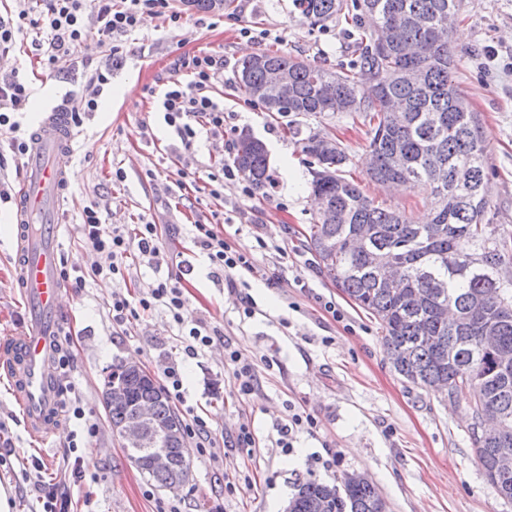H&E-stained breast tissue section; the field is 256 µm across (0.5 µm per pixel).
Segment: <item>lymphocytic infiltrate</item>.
<instances>
[{
	"label": "lymphocytic infiltrate",
	"instance_id": "1",
	"mask_svg": "<svg viewBox=\"0 0 512 512\" xmlns=\"http://www.w3.org/2000/svg\"><path fill=\"white\" fill-rule=\"evenodd\" d=\"M96 15L97 33L100 42L110 43L113 66L123 62V50L115 42L116 37L133 31L142 14H169L172 22H179L178 13L170 9V0H47L45 10L33 13L20 11L17 18L0 17V56L5 57L15 47L25 29L38 30L41 38L35 41L41 61L50 68L71 56L92 31L85 24L86 11ZM179 69L190 72V81L170 80L159 102L165 121L174 126L183 144H191L198 130H206L213 137L224 135V108L220 103L204 95V88L218 78L224 70L223 59L208 53L180 57ZM29 99V90L18 72L0 80V136L8 138L13 152L26 154V139L20 138V124L15 120V112L21 111ZM196 244L206 251L211 263L230 272L243 270L253 272L250 256L235 250L230 243L218 235L210 225L195 227ZM81 241L85 250L95 253L106 252L112 257L109 266L93 264L87 267L74 265L62 269L64 280L72 287H84L87 280L114 278L124 273L123 260L130 248H137L142 258L157 262L160 256V238L156 225H138L135 234H128L123 227L106 226L97 210L87 206L83 209V222L79 226ZM162 307L173 321L183 330L181 342L184 353L195 357L199 351L213 342L206 326L191 321L186 307L181 277L167 276L159 279L150 291L130 301L124 294L112 296V322L121 326L139 319L152 309ZM185 425L188 437L194 442L198 452L209 448H252L256 445L255 435L248 425H240L235 435L228 439L212 436L204 419L193 408H185Z\"/></svg>",
	"mask_w": 512,
	"mask_h": 512
}]
</instances>
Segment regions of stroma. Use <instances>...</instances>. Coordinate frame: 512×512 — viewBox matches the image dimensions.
<instances>
[{"mask_svg":"<svg viewBox=\"0 0 512 512\" xmlns=\"http://www.w3.org/2000/svg\"><path fill=\"white\" fill-rule=\"evenodd\" d=\"M455 39L458 78L481 119L487 146L488 216L512 236V0H462ZM183 21L143 15L137 30L121 37L125 62L104 85L95 111L85 113L70 155L69 201L64 208L61 258L68 264L109 265L104 253L82 247L78 224L95 206L103 224L133 229L156 224L162 244L159 266L138 255L125 260L123 277L88 281L63 294V348L72 365L64 408L80 404L98 432L88 438L80 421L66 416L51 444L40 446L25 429L7 380L0 378V488L10 491L11 512H40L41 490L55 485L72 500V512H283L298 480L331 481L347 472L365 474L380 490L389 512H512L478 466L469 438L466 400L405 383L382 348V331L370 315L320 273L303 234L316 207L302 141L317 133L336 140L350 157L346 167L364 195L406 211L415 221L429 216L425 194L387 189L366 175L368 138L362 119L339 113L285 117L267 112L235 86V65L246 56L282 48L333 69L351 56L342 27H309L292 0H232L210 12L171 0ZM16 47L0 62V78L18 69L31 91L17 119L32 129L41 112L80 100L89 78L104 70L107 46L97 34L57 68H42ZM205 51L223 57L224 72L209 88L223 102L227 126L247 130L270 152L274 187L245 192L244 180L222 178L231 152L225 140L199 134L183 145L164 120L158 99L167 80H187L175 63ZM13 200L0 202V337L22 323L21 299L10 266ZM213 225L236 249L249 254L255 273L228 288L224 273L194 242L196 224ZM182 275L191 317L221 332L197 357L183 356L178 327L163 309L113 326L116 292L144 295L156 279ZM254 303L245 315L243 297ZM335 313H327L325 302ZM258 366V385L241 396L224 358L223 337ZM136 359L156 382L178 361L188 405L212 435L231 437L241 424L256 435L252 448L227 449L222 462L194 456L191 476L169 491L153 485L126 457L102 401L103 372ZM313 416L315 429L295 433L290 450L278 448L277 424L289 409ZM93 451L92 459L67 458L70 441ZM36 458L41 471L27 468Z\"/></svg>","mask_w":512,"mask_h":512,"instance_id":"stroma-1","label":"stroma"}]
</instances>
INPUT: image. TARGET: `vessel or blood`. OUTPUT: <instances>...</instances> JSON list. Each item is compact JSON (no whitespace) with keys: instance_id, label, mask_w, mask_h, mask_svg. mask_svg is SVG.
I'll list each match as a JSON object with an SVG mask.
<instances>
[{"instance_id":"vessel-or-blood-1","label":"vessel or blood","mask_w":512,"mask_h":512,"mask_svg":"<svg viewBox=\"0 0 512 512\" xmlns=\"http://www.w3.org/2000/svg\"><path fill=\"white\" fill-rule=\"evenodd\" d=\"M71 104L45 113L32 132L26 175L16 195L15 257L11 276L25 305L24 327L0 339V371L11 380L29 437L49 442L62 426L56 379L64 285L59 252L67 172L60 160L76 137Z\"/></svg>"}]
</instances>
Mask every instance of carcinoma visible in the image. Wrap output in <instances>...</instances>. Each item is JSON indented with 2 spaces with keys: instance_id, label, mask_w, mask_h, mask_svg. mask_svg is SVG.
<instances>
[{
  "instance_id": "obj_1",
  "label": "carcinoma",
  "mask_w": 512,
  "mask_h": 512,
  "mask_svg": "<svg viewBox=\"0 0 512 512\" xmlns=\"http://www.w3.org/2000/svg\"><path fill=\"white\" fill-rule=\"evenodd\" d=\"M461 0H293L312 27L343 22L356 58L333 71L283 49H267L239 61L236 87L267 111L280 114L357 112L368 125L374 158L368 175L382 183L399 179L431 197V218L418 224L401 210L366 197L342 175L349 162L334 141L314 133L302 142L312 169L311 192L332 205L334 217L316 215L305 247L323 275L379 323L382 346L393 370L407 383L441 385L450 394H467L476 411L498 418V441L488 448L512 451V254L505 244H487V146L477 113L456 80L457 52L452 30L440 34L448 11ZM392 32L395 45L383 48L375 27ZM288 76L291 94L282 102L269 84L271 70ZM230 161L250 185L270 182L265 144L241 133ZM487 250L485 267L467 270L463 258ZM391 263L402 283L385 288L380 265ZM491 326L496 351L483 352L479 336ZM509 368H497V360ZM117 390L109 417L121 426L141 401L152 414L143 443L128 445L127 457L159 487L176 490L191 475L184 433H167L180 417L162 387L142 368L112 366ZM169 448L171 467L146 464L157 441ZM334 483L302 479L284 512H385V499L370 481Z\"/></svg>"
}]
</instances>
